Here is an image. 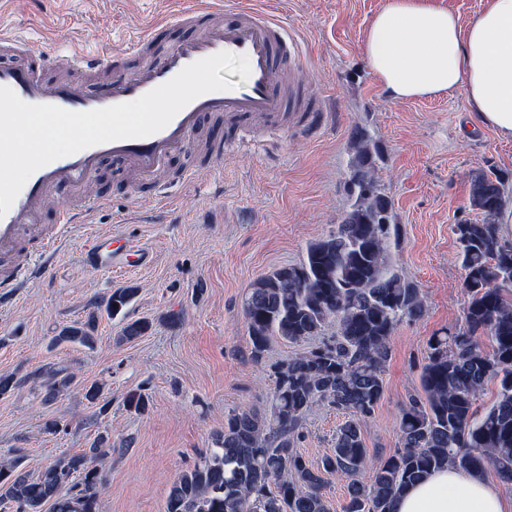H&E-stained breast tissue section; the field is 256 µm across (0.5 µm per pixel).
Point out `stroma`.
<instances>
[{"mask_svg":"<svg viewBox=\"0 0 512 512\" xmlns=\"http://www.w3.org/2000/svg\"><path fill=\"white\" fill-rule=\"evenodd\" d=\"M168 2L0 0V27L22 35L31 53L66 65L73 49L91 56L136 40L150 20L168 15ZM251 3L273 10L301 43L300 66L326 107L320 121L255 123L246 138L225 143L219 161L206 159V143L226 134L227 125L206 126L187 153L170 160L163 178L169 189L152 206L142 202L150 185L133 190L104 165L98 181L109 188L111 204L72 226L44 274L0 297V375L54 365L74 377L50 402L36 383L0 396V460L24 449L22 469L34 477L98 435L109 436L99 512H164L172 482L210 447L228 410L267 411L269 367L299 347L273 340L263 362L254 363L243 303L257 279L299 262L311 241L341 223L354 201L357 133L379 150L376 187L390 202L400 237L394 264L427 301L424 316L392 336L384 395L363 427L362 480L398 446L401 407L420 388L429 338L464 324L468 297L453 228L482 218L471 204L475 176L504 175L512 211V140L479 124L464 90L396 101L370 70L363 45L385 0ZM92 234L127 238L153 261L90 267L83 252ZM121 288L134 295L117 316H107L101 305ZM92 311L99 319L94 348L53 344L64 326ZM137 319L152 321V329L124 339V323ZM91 384L102 386L106 414L85 399ZM136 395L145 410L130 406ZM51 420L59 424L53 434L45 430ZM342 421L324 406L309 412L299 445L308 463L330 452Z\"/></svg>","mask_w":512,"mask_h":512,"instance_id":"stroma-1","label":"stroma"}]
</instances>
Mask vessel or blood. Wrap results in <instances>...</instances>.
I'll return each mask as SVG.
<instances>
[{
  "mask_svg": "<svg viewBox=\"0 0 512 512\" xmlns=\"http://www.w3.org/2000/svg\"><path fill=\"white\" fill-rule=\"evenodd\" d=\"M215 8L205 0L178 8L171 21L152 24L143 37L121 50L94 57L73 56L72 64L92 71L112 64L111 77L89 86L72 80L47 82L39 72L43 56L16 61L25 48L15 34L0 32V86L11 88L22 100L53 104L70 111H87L137 99L169 81L188 64L227 51L246 56L250 75L229 90L203 94L182 109L161 131L136 139H123L84 149L41 167L27 180L8 212L0 217V290L9 291L40 274L42 261L58 251L68 229L85 223L109 195L92 187L104 163L132 170L143 182H154L169 158L185 149L191 135L214 116L225 117L240 131L253 120L279 119L290 111L288 98L299 95V84L287 82L285 69L297 63L299 46L274 16L240 6L231 19L215 21ZM189 27V34L167 39L172 29ZM76 199L69 206L52 207L57 190ZM55 223L44 227L47 210ZM85 260L96 268L132 263L144 266L147 250H130L119 239L90 237Z\"/></svg>",
  "mask_w": 512,
  "mask_h": 512,
  "instance_id": "vessel-or-blood-1",
  "label": "vessel or blood"
}]
</instances>
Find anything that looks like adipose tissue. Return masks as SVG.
<instances>
[{
    "mask_svg": "<svg viewBox=\"0 0 512 512\" xmlns=\"http://www.w3.org/2000/svg\"><path fill=\"white\" fill-rule=\"evenodd\" d=\"M364 54L393 99L464 89L480 125L512 139V0H488L465 27L433 0H387L369 26ZM394 512H512V498L448 467L410 487Z\"/></svg>",
    "mask_w": 512,
    "mask_h": 512,
    "instance_id": "1",
    "label": "adipose tissue"
}]
</instances>
